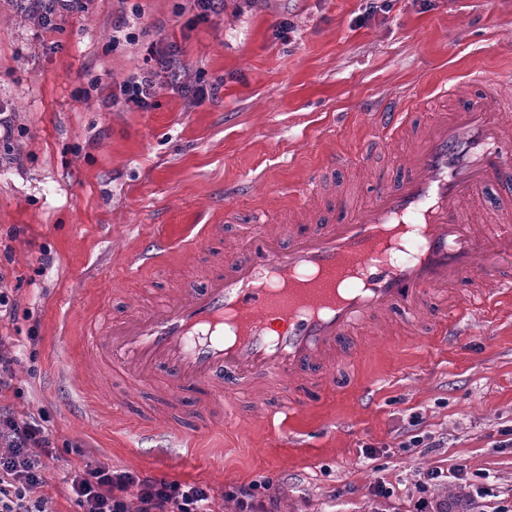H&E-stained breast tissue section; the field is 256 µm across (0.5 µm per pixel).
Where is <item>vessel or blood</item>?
<instances>
[{
  "label": "vessel or blood",
  "mask_w": 512,
  "mask_h": 512,
  "mask_svg": "<svg viewBox=\"0 0 512 512\" xmlns=\"http://www.w3.org/2000/svg\"><path fill=\"white\" fill-rule=\"evenodd\" d=\"M470 93L455 104V85L438 88L449 107L417 131L407 112L379 113L357 154H331L287 194L297 204L287 224L265 209L202 225L183 246L195 253L224 239L201 284L170 289L154 305L128 306L103 332L88 336L91 358L131 386H154L170 399L206 395L234 414L236 398L259 396L267 423L346 388L340 359L352 330L370 322L430 321L445 339L476 313L448 317L449 284L470 281L489 262L512 258V215L481 224V191L512 206V116L502 104L512 69L475 71ZM413 135L393 176L377 177L372 200L336 219V175L366 165L386 141ZM254 225L245 243L224 226ZM165 244L136 248L131 264L156 266Z\"/></svg>",
  "instance_id": "obj_1"
}]
</instances>
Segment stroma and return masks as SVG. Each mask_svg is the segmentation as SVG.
Here are the masks:
<instances>
[{
    "label": "stroma",
    "mask_w": 512,
    "mask_h": 512,
    "mask_svg": "<svg viewBox=\"0 0 512 512\" xmlns=\"http://www.w3.org/2000/svg\"><path fill=\"white\" fill-rule=\"evenodd\" d=\"M18 2L0 0V107L14 116L11 155L0 159V290L13 303L0 348L18 357L0 406L50 434L46 512H80L70 476L97 464L209 487L214 512H239L229 492L251 482L268 512H416L420 494L438 505L468 493L427 485L432 470L453 468L491 489L490 510L512 501V446L499 445L512 429V299H494L442 349L427 321L361 329L344 361L351 387L295 414L288 445L258 419L256 400L242 398L239 419L211 429L193 393L178 405L200 434L134 438L130 426L163 418L167 397L110 378L87 353L90 328L121 316L128 299L163 296L192 261L223 249L215 241L158 269L129 262L139 245L193 238L210 219L203 199L223 203L235 185L233 207L248 210L260 177L282 220L293 202L275 187L300 183L329 153L357 152L369 100L416 96L422 123L441 106V83L463 98L470 71L512 67V0H266L255 11L226 0L202 21L188 0H90L51 31L24 21ZM122 18L129 36L116 43ZM152 42L176 43L188 81L217 85L216 95L195 102L164 74L151 108L105 106ZM410 146L389 142L337 184L366 202L371 172L395 173ZM415 415L424 448L405 445Z\"/></svg>",
    "instance_id": "1"
}]
</instances>
